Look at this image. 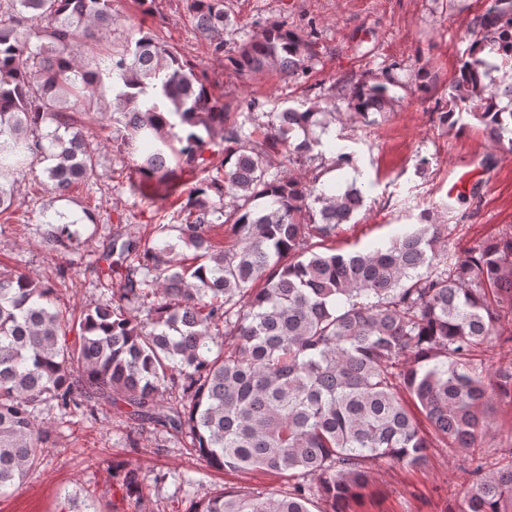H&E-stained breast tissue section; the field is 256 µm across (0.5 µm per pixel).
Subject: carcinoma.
<instances>
[{
  "label": "carcinoma",
  "mask_w": 512,
  "mask_h": 512,
  "mask_svg": "<svg viewBox=\"0 0 512 512\" xmlns=\"http://www.w3.org/2000/svg\"><path fill=\"white\" fill-rule=\"evenodd\" d=\"M187 2L212 55L242 78L299 80L318 60L315 30L278 23L226 55L236 21L224 0ZM115 3L9 0L0 14V212L15 203L16 176L39 161H50L45 185L58 197L94 183L81 117L107 82L127 181L163 182L181 166L204 177L177 223L147 236L113 225L94 266L101 301L62 309L51 283L0 270V491L42 456L43 404L68 414L128 406L139 425L190 439L215 469L288 478L285 494L222 489L190 512H312L318 503L317 512H351L374 466L421 468L439 445L480 447L492 401L512 403V365L481 358L488 345L512 343V232L450 254L451 225L427 209L382 247L336 252L328 242L363 207V192L355 179L336 191L320 184L322 172L300 171L317 159L355 167L323 136L339 118L375 123L370 115L392 104L388 87L340 80L326 106L288 107L246 131L193 64L126 24ZM471 26L439 122L465 112L512 150V0H492ZM106 33L112 48L71 55ZM338 98L348 112L336 111ZM178 124L186 134L176 147ZM47 224L55 248L80 240L63 212ZM225 224L234 242L216 249L209 233ZM179 245L192 263L171 257ZM463 472L458 512H512V455L491 469L473 454ZM113 479L126 495L143 484L121 465Z\"/></svg>",
  "instance_id": "1"
}]
</instances>
